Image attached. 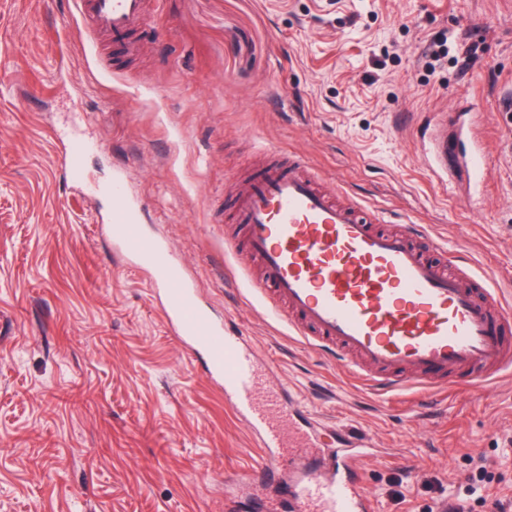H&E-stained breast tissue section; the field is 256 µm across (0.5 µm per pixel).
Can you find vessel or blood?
Returning a JSON list of instances; mask_svg holds the SVG:
<instances>
[{"mask_svg":"<svg viewBox=\"0 0 512 512\" xmlns=\"http://www.w3.org/2000/svg\"><path fill=\"white\" fill-rule=\"evenodd\" d=\"M89 6L94 28L123 44L142 19L147 0H78ZM90 145L71 140L59 164L82 177L81 155ZM475 190L490 176L485 152L462 157ZM112 198L116 221L107 235L114 251L148 272L168 326L199 355L210 380L269 455L257 479L276 489L265 512H373L356 461L368 442L344 433L337 447L322 449L323 426L301 422L293 394L268 381L267 368L202 304L170 245L147 234L141 204L125 174L101 189ZM236 223L245 240L230 238L233 257L256 258L262 276L250 287L277 319L326 353L347 359L371 386L386 392L427 389L459 374L480 386L512 372V306L457 252L447 265L430 254L438 240L420 247L416 227L380 230L378 214L353 198L335 199L301 158L276 156L237 192ZM320 449L313 467L281 473L274 454L286 433Z\"/></svg>","mask_w":512,"mask_h":512,"instance_id":"1","label":"vessel or blood"}]
</instances>
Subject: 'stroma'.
I'll return each mask as SVG.
<instances>
[{"label": "stroma", "mask_w": 512, "mask_h": 512, "mask_svg": "<svg viewBox=\"0 0 512 512\" xmlns=\"http://www.w3.org/2000/svg\"><path fill=\"white\" fill-rule=\"evenodd\" d=\"M125 53L76 0H0V512H242L265 458L167 327L145 271L113 253L124 173L142 223L199 296L310 418L371 439L376 512H427L484 459L471 512L512 499V374L471 388L375 391L249 290L224 251V196L267 150L324 186L418 225L512 304V0H148ZM467 121L491 176L469 195L429 167L436 133ZM95 150L86 186L57 164ZM94 144L81 141V140H71L69 142L68 148L61 155L59 159V164L62 168H64L67 173L74 180L82 179V168L80 163L81 155L93 148Z\"/></svg>", "instance_id": "obj_1"}]
</instances>
